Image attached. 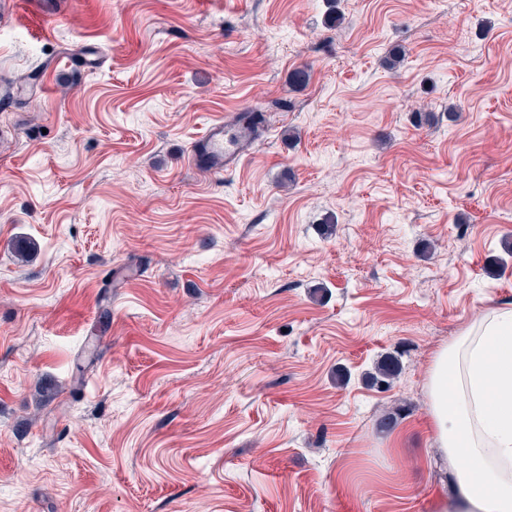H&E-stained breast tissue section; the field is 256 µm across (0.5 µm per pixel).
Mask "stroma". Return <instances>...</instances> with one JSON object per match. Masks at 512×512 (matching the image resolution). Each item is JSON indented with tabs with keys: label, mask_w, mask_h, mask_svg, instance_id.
Here are the masks:
<instances>
[{
	"label": "stroma",
	"mask_w": 512,
	"mask_h": 512,
	"mask_svg": "<svg viewBox=\"0 0 512 512\" xmlns=\"http://www.w3.org/2000/svg\"><path fill=\"white\" fill-rule=\"evenodd\" d=\"M34 69L0 101V512L453 498L426 384L512 303V0L21 4L0 79ZM251 111L247 160L186 163ZM400 364L394 357H386L379 361L372 372L367 373V380L373 386L381 389L392 387L394 379L398 376Z\"/></svg>",
	"instance_id": "35a3bbf8"
}]
</instances>
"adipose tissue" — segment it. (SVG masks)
<instances>
[{"label":"adipose tissue","instance_id":"1","mask_svg":"<svg viewBox=\"0 0 512 512\" xmlns=\"http://www.w3.org/2000/svg\"><path fill=\"white\" fill-rule=\"evenodd\" d=\"M427 393L458 512H512V303L484 313L435 354Z\"/></svg>","mask_w":512,"mask_h":512}]
</instances>
